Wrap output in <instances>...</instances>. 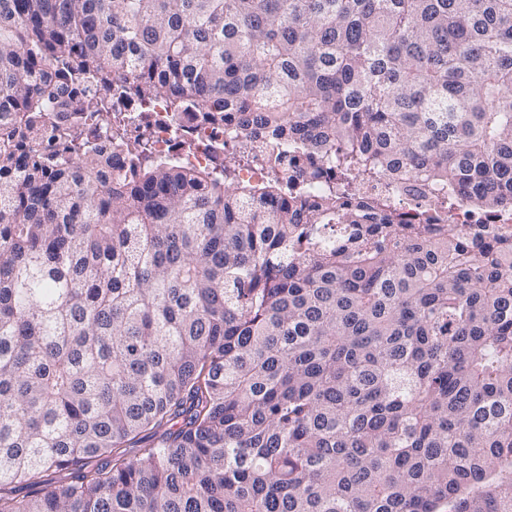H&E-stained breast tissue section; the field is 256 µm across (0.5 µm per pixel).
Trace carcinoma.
Returning a JSON list of instances; mask_svg holds the SVG:
<instances>
[{"instance_id": "1", "label": "carcinoma", "mask_w": 512, "mask_h": 512, "mask_svg": "<svg viewBox=\"0 0 512 512\" xmlns=\"http://www.w3.org/2000/svg\"><path fill=\"white\" fill-rule=\"evenodd\" d=\"M2 129L0 512H512V0H0ZM128 112H122L126 124L137 123L140 115H147L152 124L151 144L157 155H177L186 165L206 168L224 162V142L231 144L233 138H244V131L235 135L225 133L224 124L217 127L205 121L202 112H171L169 102L157 98L141 104L133 95ZM147 110L148 112H140Z\"/></svg>"}]
</instances>
